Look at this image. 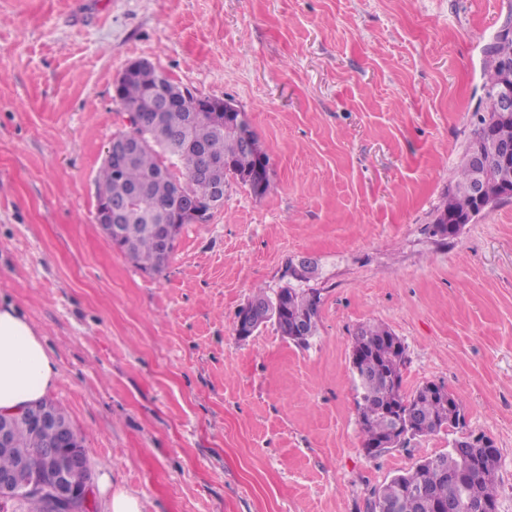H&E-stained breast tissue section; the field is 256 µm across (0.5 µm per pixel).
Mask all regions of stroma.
Instances as JSON below:
<instances>
[{
    "label": "stroma",
    "mask_w": 512,
    "mask_h": 512,
    "mask_svg": "<svg viewBox=\"0 0 512 512\" xmlns=\"http://www.w3.org/2000/svg\"><path fill=\"white\" fill-rule=\"evenodd\" d=\"M510 22L512 0H0V301L54 358L46 397L92 478L144 512H367L468 431L493 440L512 512V198L455 238L427 229ZM134 60L245 109L273 169L261 198L229 183L159 274L95 221ZM303 259L308 346L272 322L240 339L238 310ZM368 323L403 342L405 392L444 385L463 429L365 454L350 356Z\"/></svg>",
    "instance_id": "1"
}]
</instances>
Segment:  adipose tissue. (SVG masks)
Listing matches in <instances>:
<instances>
[{
	"instance_id": "adipose-tissue-1",
	"label": "adipose tissue",
	"mask_w": 512,
	"mask_h": 512,
	"mask_svg": "<svg viewBox=\"0 0 512 512\" xmlns=\"http://www.w3.org/2000/svg\"><path fill=\"white\" fill-rule=\"evenodd\" d=\"M57 377L54 359L25 316L0 302V410L42 399Z\"/></svg>"
}]
</instances>
